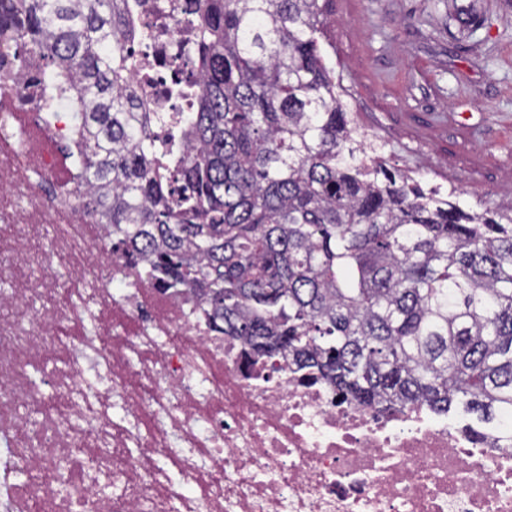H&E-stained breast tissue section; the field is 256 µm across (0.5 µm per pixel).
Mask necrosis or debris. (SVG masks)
Masks as SVG:
<instances>
[{
  "label": "necrosis or debris",
  "instance_id": "necrosis-or-debris-1",
  "mask_svg": "<svg viewBox=\"0 0 512 512\" xmlns=\"http://www.w3.org/2000/svg\"><path fill=\"white\" fill-rule=\"evenodd\" d=\"M197 0H131L130 79L155 150L199 79ZM35 55L0 54V139L16 114L71 143ZM57 157L0 160V500L9 512H512V424L473 435L427 409L340 403L276 355L213 331L191 291L129 262L56 189ZM58 367L43 393L37 378Z\"/></svg>",
  "mask_w": 512,
  "mask_h": 512
}]
</instances>
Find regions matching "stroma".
<instances>
[{
    "mask_svg": "<svg viewBox=\"0 0 512 512\" xmlns=\"http://www.w3.org/2000/svg\"><path fill=\"white\" fill-rule=\"evenodd\" d=\"M319 43L387 163L512 206V0H330Z\"/></svg>",
    "mask_w": 512,
    "mask_h": 512,
    "instance_id": "1",
    "label": "stroma"
}]
</instances>
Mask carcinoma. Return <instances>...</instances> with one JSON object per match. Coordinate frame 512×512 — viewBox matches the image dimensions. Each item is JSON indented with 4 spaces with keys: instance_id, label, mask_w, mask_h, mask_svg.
Segmentation results:
<instances>
[{
    "instance_id": "obj_1",
    "label": "carcinoma",
    "mask_w": 512,
    "mask_h": 512,
    "mask_svg": "<svg viewBox=\"0 0 512 512\" xmlns=\"http://www.w3.org/2000/svg\"><path fill=\"white\" fill-rule=\"evenodd\" d=\"M128 10L0 0V33L73 92L76 178L113 246L347 401L512 419V207L471 210L367 155L319 46L320 0H198L177 160L147 151Z\"/></svg>"
}]
</instances>
